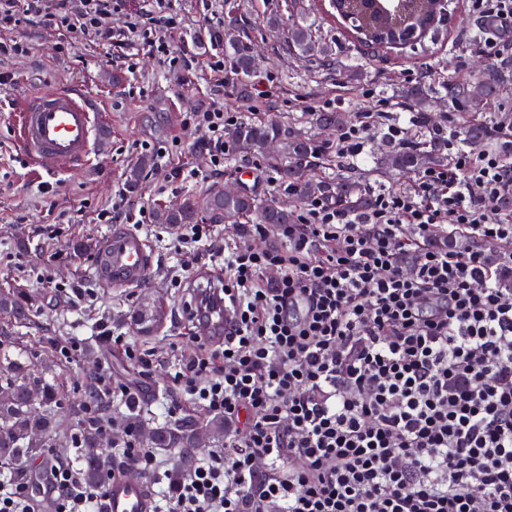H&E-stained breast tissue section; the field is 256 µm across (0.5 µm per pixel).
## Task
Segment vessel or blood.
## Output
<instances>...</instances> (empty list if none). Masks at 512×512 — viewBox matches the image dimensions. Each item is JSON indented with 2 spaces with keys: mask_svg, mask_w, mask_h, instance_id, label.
Here are the masks:
<instances>
[{
  "mask_svg": "<svg viewBox=\"0 0 512 512\" xmlns=\"http://www.w3.org/2000/svg\"><path fill=\"white\" fill-rule=\"evenodd\" d=\"M19 147L32 164L46 172L88 165L98 136L95 114L80 93L50 89L17 100ZM152 255L144 239L130 229L114 231L100 245L96 256L99 279L111 287H136L147 278ZM195 328L203 340L224 339V309L201 308ZM104 512H151L146 481H132L117 474L107 479Z\"/></svg>",
  "mask_w": 512,
  "mask_h": 512,
  "instance_id": "obj_1",
  "label": "vessel or blood"
}]
</instances>
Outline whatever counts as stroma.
<instances>
[{
	"instance_id": "35a3bbf8",
	"label": "stroma",
	"mask_w": 512,
	"mask_h": 512,
	"mask_svg": "<svg viewBox=\"0 0 512 512\" xmlns=\"http://www.w3.org/2000/svg\"><path fill=\"white\" fill-rule=\"evenodd\" d=\"M171 2L184 23L185 46L200 62L184 82L168 80L163 66L147 50L138 52L130 70L101 46L81 38L65 39L38 26L17 31L30 45L27 56L0 60V73L12 78L10 84L0 85V289L10 285L26 289L39 306L38 314L16 326L15 333L69 402L81 400L83 384L92 377L114 391L111 415L124 418L131 406H144L154 428L177 419L207 417L174 385L173 377L181 354L196 348L188 318L189 290L193 282L210 278L217 266L211 247L204 245L196 251L192 267H185L184 254L174 247L171 225L139 224L135 230L154 256L146 282L136 288L106 286L95 273L97 248L126 221L98 224L95 214L111 207L115 187L125 184L130 167L149 158L148 147L170 144L179 135L184 148L171 156L169 165L198 168L202 177L164 182V168L158 159L149 158L141 190L128 196L130 209L143 206L152 211L227 184L264 200L276 196L269 182L275 171L262 155L233 154L224 170L215 173L209 171L199 141L181 133L183 113L207 105L217 92V82L206 67L213 51L206 29L208 15L221 18L235 11L241 18L242 44L265 57L247 78L225 68V76L237 87L236 94L225 95V111H239L243 96H251L256 117L286 126L298 124L319 143L325 139L314 124L319 112H340L352 122L359 113L374 111L377 99L384 98L392 113L408 122L403 92L414 85L435 94L426 128L436 132L443 119L454 114L445 100L448 81L477 74L490 64L479 48V19L468 0H452L434 38L375 53L365 51L343 25L326 18L317 0H215L208 10L201 0ZM272 16L306 18L316 38L331 45L334 63L299 58L286 28L267 26ZM350 64L362 71L360 81L350 79L346 71ZM267 85L272 94L264 99L260 92ZM56 88L89 98L99 112L101 134L92 164L48 174L35 171L20 154L14 141L13 108L23 94ZM389 148L381 136H372L358 159L356 176L366 192L410 186L409 176L375 172V157ZM244 168L250 170V179L241 178ZM176 276L181 277V285L173 284ZM154 305L162 306L165 316L152 333H142L130 316ZM116 336L124 338V345L113 344ZM71 339L80 349L63 356L57 345ZM128 344L150 354V364L130 359L124 352Z\"/></svg>"
}]
</instances>
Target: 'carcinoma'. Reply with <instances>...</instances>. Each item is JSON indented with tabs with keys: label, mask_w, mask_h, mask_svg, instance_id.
Instances as JSON below:
<instances>
[{
	"label": "carcinoma",
	"mask_w": 512,
	"mask_h": 512,
	"mask_svg": "<svg viewBox=\"0 0 512 512\" xmlns=\"http://www.w3.org/2000/svg\"><path fill=\"white\" fill-rule=\"evenodd\" d=\"M333 18L354 17L360 29H391L403 44L421 38L431 29L427 24L422 0H392L380 6L375 0H330ZM238 17L228 11L224 16V51L232 58L236 74L248 77L253 73L255 60L250 51L240 47L237 33ZM288 40L302 57L326 59L332 50L313 35L311 25L303 18L288 25ZM472 82L459 78L445 87L448 99L462 102L471 95ZM497 74L487 70L480 80L479 94L495 95ZM410 106L418 112L419 121L426 120L429 94L423 86L405 92ZM459 137L475 147L486 144L491 128L485 119L473 117L458 128ZM227 141L233 149L250 154L277 142L279 151L270 157L281 179L290 183L298 201L318 196H331L353 210H366L373 204L371 195L363 192L355 177V163L336 159V175L310 178L306 171L317 166V149L313 141L299 130L286 128L269 120H245L229 130ZM448 163L443 144L429 138H416L396 147L380 158L377 170L410 174L421 169L440 167ZM206 218L213 224H292L295 210L279 200L263 201L243 191L210 192L191 196L181 204L160 208L155 213L159 224H197ZM9 313L14 323L21 324L37 314L35 300L21 289L0 292V312ZM165 316L164 309L139 310L132 314L142 332H151ZM104 418L90 412L82 404L64 405L55 384L45 380L37 365L22 352L10 325L0 326V477L8 482L20 477L24 468L44 448L85 449L83 475L85 483L96 485L105 471L108 457L100 448L107 434ZM157 448H177L182 458L189 460L198 451L195 429L190 422L175 421L148 433Z\"/></svg>",
	"instance_id": "cac0c4a2"
}]
</instances>
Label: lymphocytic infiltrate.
Segmentation results:
<instances>
[{"mask_svg": "<svg viewBox=\"0 0 512 512\" xmlns=\"http://www.w3.org/2000/svg\"><path fill=\"white\" fill-rule=\"evenodd\" d=\"M0 0V32L27 24L92 38L127 58L147 48L183 81L169 0ZM493 29L483 53L512 58V0H471ZM125 14L112 26L113 14ZM240 113H183L210 169ZM407 128L365 112L336 135L359 157ZM224 249V341L181 360L174 382L234 428L181 477L134 436L123 453L162 481L153 512H512V158L464 146L411 189L364 211L304 201L291 224H246ZM464 237L465 249L453 247ZM264 247H252L253 239ZM52 512H101V489L50 469Z\"/></svg>", "mask_w": 512, "mask_h": 512, "instance_id": "1", "label": "lymphocytic infiltrate"}]
</instances>
